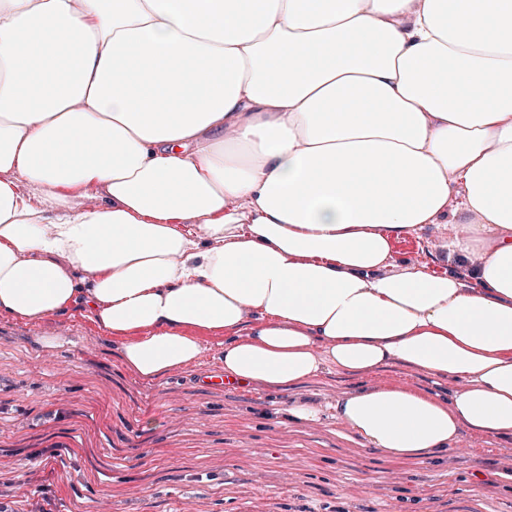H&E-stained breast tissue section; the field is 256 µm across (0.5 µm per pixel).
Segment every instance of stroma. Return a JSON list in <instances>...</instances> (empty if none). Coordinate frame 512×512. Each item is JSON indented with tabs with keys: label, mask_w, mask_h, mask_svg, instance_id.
I'll list each match as a JSON object with an SVG mask.
<instances>
[{
	"label": "stroma",
	"mask_w": 512,
	"mask_h": 512,
	"mask_svg": "<svg viewBox=\"0 0 512 512\" xmlns=\"http://www.w3.org/2000/svg\"><path fill=\"white\" fill-rule=\"evenodd\" d=\"M450 219L394 242L400 266L448 265L434 256ZM42 336L67 346L42 347ZM216 342L200 364L154 381L122 364L105 331L80 312L37 323L0 317V506L7 512H512V436L461 426L448 452L396 463L335 419L291 421L290 405L335 402L360 387L395 384L448 393L438 379L394 362L368 377L328 370L273 391L213 388ZM62 449L38 464L33 455Z\"/></svg>",
	"instance_id": "1"
}]
</instances>
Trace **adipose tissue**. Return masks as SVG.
<instances>
[{
    "instance_id": "1",
    "label": "adipose tissue",
    "mask_w": 512,
    "mask_h": 512,
    "mask_svg": "<svg viewBox=\"0 0 512 512\" xmlns=\"http://www.w3.org/2000/svg\"><path fill=\"white\" fill-rule=\"evenodd\" d=\"M458 189L471 282L396 269ZM71 310L143 380L459 381L337 398L392 461L512 436V0H0V316Z\"/></svg>"
}]
</instances>
